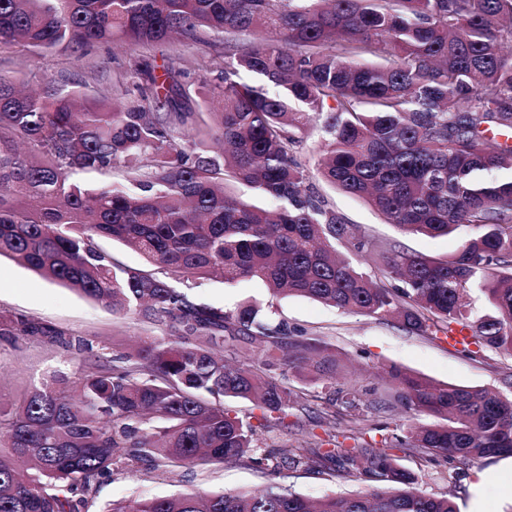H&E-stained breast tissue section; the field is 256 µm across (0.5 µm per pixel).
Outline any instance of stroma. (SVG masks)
I'll use <instances>...</instances> for the list:
<instances>
[{
    "mask_svg": "<svg viewBox=\"0 0 512 512\" xmlns=\"http://www.w3.org/2000/svg\"><path fill=\"white\" fill-rule=\"evenodd\" d=\"M171 50L181 54L183 66L193 80L214 75L224 65V38L210 32L203 33L194 45H162L144 50L143 55L158 64L163 54ZM129 57V49L119 46H93L80 55L59 49L32 52L16 47L0 51V75L19 85L34 87L48 78L89 96H109ZM311 181L334 210L372 240L433 257L446 256L458 246L457 239L450 236L430 238L402 232L364 200L335 189L319 174H312ZM191 295L199 304L224 310L234 309L244 299H256L265 311L271 312L274 321L304 330L307 337L319 340L326 348L330 361L324 366L308 359L300 369L287 371V383L302 391L304 397L282 413L281 423L274 431L266 430L260 408L248 401L238 402L237 410L254 427L256 444L263 452L291 445L317 449L331 439L350 448L363 441L380 440L373 424L392 429L421 423V416L393 408L380 413L366 404L350 414L338 413L335 422L322 419L325 398L333 396L339 388H366L377 399H384L389 385L383 371L392 365L438 383L512 390V355L485 352L477 347L465 352L443 338L407 333L391 319H369L301 297L275 298L254 281L227 286L214 278L202 281ZM1 313L49 324L60 333L54 341L42 336L0 333V406L6 408L19 404L48 372H62L69 385L76 386L95 360L111 364L113 358L130 351L135 343L168 333L166 326L141 317L113 314L6 257L0 259ZM396 454L403 466L425 474V490L453 492L459 512H469L471 489L481 484L484 472L512 481L511 458L485 468L472 466L465 477L452 485L448 482L447 463L430 466L405 448L397 449ZM271 481L270 475L243 460L208 463L190 470L144 468L133 479L121 473L101 479L81 512H107L116 501L133 502L179 493L254 492ZM280 481L312 500L340 493H366L372 488L371 483L319 467L283 472Z\"/></svg>",
    "mask_w": 512,
    "mask_h": 512,
    "instance_id": "obj_1",
    "label": "stroma"
}]
</instances>
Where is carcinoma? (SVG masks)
<instances>
[{"mask_svg":"<svg viewBox=\"0 0 512 512\" xmlns=\"http://www.w3.org/2000/svg\"><path fill=\"white\" fill-rule=\"evenodd\" d=\"M204 30L225 35L224 67L201 81L200 102L176 53L160 75L132 60L119 101L51 81L24 93L0 77V257L114 314L172 329L89 368L75 393L52 374L20 406L0 409V436L23 462L0 457V512H80L116 471L242 458L271 475L332 465L375 489L312 503L273 482L259 493L114 501L109 512H457L390 450L446 461L450 480L512 458V394L436 385L393 365L388 406L445 423L410 426L379 447L260 454L252 426L224 403L285 411L297 393L272 367L294 368V353L322 345L271 324L251 299L224 311L188 289L213 274L229 286L257 281L274 297L395 318L419 336L468 330L480 347L511 355L512 148L500 136L512 132V0H0V49H138ZM246 33L252 40L240 42ZM312 128L327 183L404 232L452 234L459 248L434 259L345 223L298 154ZM116 168L124 187L73 180ZM235 183L275 207L248 203ZM96 237L125 243L156 273L112 263ZM352 252L382 262L390 283ZM474 292L489 305L476 317ZM12 324L59 336L23 318ZM355 399L340 388L327 404L351 409Z\"/></svg>","mask_w":512,"mask_h":512,"instance_id":"carcinoma-1","label":"carcinoma"}]
</instances>
